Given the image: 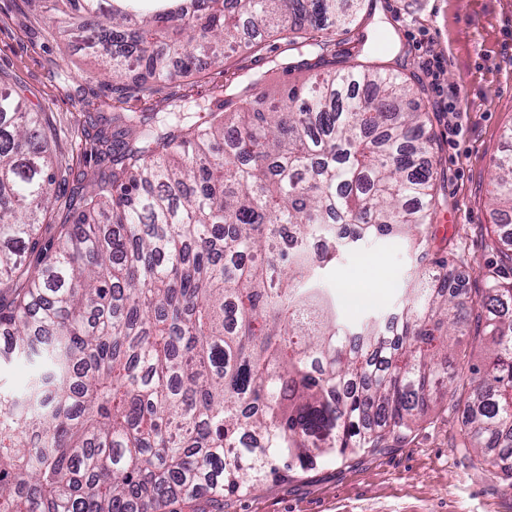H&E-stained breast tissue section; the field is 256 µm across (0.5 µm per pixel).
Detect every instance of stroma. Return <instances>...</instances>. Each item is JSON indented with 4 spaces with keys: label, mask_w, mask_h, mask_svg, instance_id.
<instances>
[{
    "label": "stroma",
    "mask_w": 512,
    "mask_h": 512,
    "mask_svg": "<svg viewBox=\"0 0 512 512\" xmlns=\"http://www.w3.org/2000/svg\"><path fill=\"white\" fill-rule=\"evenodd\" d=\"M333 40L338 56L388 68L420 89L437 133V235L448 240L457 278L478 291L479 269L493 258L487 228L497 221L489 205L491 162L512 148L503 136L512 125V0H365L356 29ZM284 48L277 36L267 37L260 53L158 85L144 99L113 90L81 40L62 44L54 16L31 10L26 0H0V74L28 111L45 118L52 158L66 173L54 222L65 218L73 192L90 190L97 173L90 151L113 107L155 112L176 94L186 111L213 109L218 88L242 68L263 73L261 95L284 96L308 76L275 67ZM426 50L443 62L441 85L421 68ZM450 102L458 110L454 132L445 115ZM413 266L404 237L375 238L345 253L323 286L342 322L384 320L397 312ZM460 421L457 412L434 415L406 442L270 478L239 495L205 496L180 512H512V483L455 448Z\"/></svg>",
    "instance_id": "35a3bbf8"
}]
</instances>
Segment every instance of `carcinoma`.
I'll list each match as a JSON object with an SVG mask.
<instances>
[{
    "label": "carcinoma",
    "instance_id": "obj_1",
    "mask_svg": "<svg viewBox=\"0 0 512 512\" xmlns=\"http://www.w3.org/2000/svg\"><path fill=\"white\" fill-rule=\"evenodd\" d=\"M100 48L115 89L136 69L170 84L287 33V98L264 75L219 111L112 116L98 192L42 232L57 174L40 113L0 79V361L35 366L0 390V512H158L406 441L456 411L458 337L471 368L455 447L512 478V231L472 300L436 245L435 134L406 81L336 66L331 35L362 0H29ZM490 201L512 214V153ZM402 233L416 255L400 313L336 322L322 275L342 252Z\"/></svg>",
    "mask_w": 512,
    "mask_h": 512
}]
</instances>
